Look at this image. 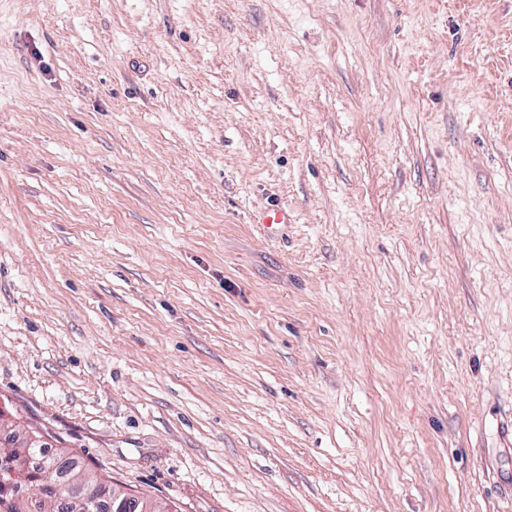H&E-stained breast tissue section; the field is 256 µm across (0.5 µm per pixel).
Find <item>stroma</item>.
Here are the masks:
<instances>
[{"instance_id":"1","label":"stroma","mask_w":512,"mask_h":512,"mask_svg":"<svg viewBox=\"0 0 512 512\" xmlns=\"http://www.w3.org/2000/svg\"><path fill=\"white\" fill-rule=\"evenodd\" d=\"M0 413L166 512H512V0H0ZM290 220L288 208L277 204L265 207L258 216V224H263L272 233H277L280 226L288 224Z\"/></svg>"}]
</instances>
